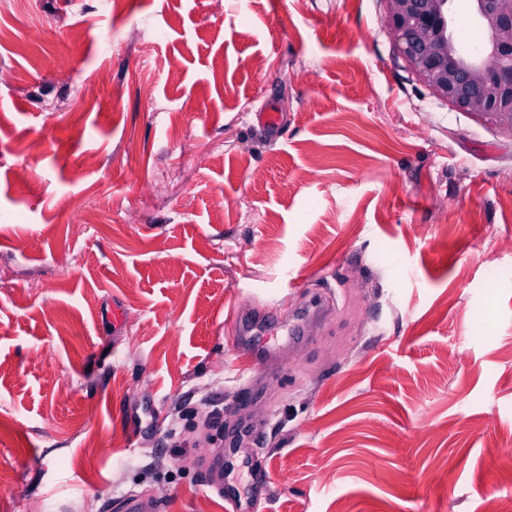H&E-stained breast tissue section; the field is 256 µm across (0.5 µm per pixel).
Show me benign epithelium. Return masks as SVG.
I'll return each mask as SVG.
<instances>
[{"label": "benign epithelium", "mask_w": 512, "mask_h": 512, "mask_svg": "<svg viewBox=\"0 0 512 512\" xmlns=\"http://www.w3.org/2000/svg\"><path fill=\"white\" fill-rule=\"evenodd\" d=\"M395 47L416 78L459 112L512 136V0H467L487 35L478 50L460 43L455 0H383Z\"/></svg>", "instance_id": "benign-epithelium-1"}]
</instances>
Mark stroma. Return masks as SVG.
<instances>
[{
  "label": "stroma",
  "instance_id": "35a3bbf8",
  "mask_svg": "<svg viewBox=\"0 0 512 512\" xmlns=\"http://www.w3.org/2000/svg\"><path fill=\"white\" fill-rule=\"evenodd\" d=\"M0 72V512H225L230 448L259 512L512 498V138L382 0H0ZM275 354L276 351L273 348H263L260 350L259 347L256 346H240L238 348V358L242 363V373L250 372L256 365L271 362L270 358L274 357Z\"/></svg>",
  "mask_w": 512,
  "mask_h": 512
}]
</instances>
